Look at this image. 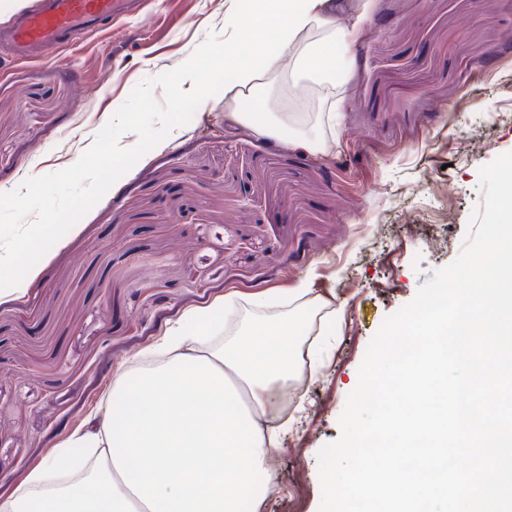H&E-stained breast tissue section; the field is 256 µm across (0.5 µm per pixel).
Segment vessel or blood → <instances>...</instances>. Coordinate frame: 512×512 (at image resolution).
Instances as JSON below:
<instances>
[{"instance_id":"b4317fda","label":"vessel or blood","mask_w":512,"mask_h":512,"mask_svg":"<svg viewBox=\"0 0 512 512\" xmlns=\"http://www.w3.org/2000/svg\"><path fill=\"white\" fill-rule=\"evenodd\" d=\"M132 13L151 20L142 0H31L0 25V51L17 62L39 60L48 49L69 45L76 33L99 31Z\"/></svg>"}]
</instances>
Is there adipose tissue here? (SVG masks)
<instances>
[{
	"mask_svg": "<svg viewBox=\"0 0 512 512\" xmlns=\"http://www.w3.org/2000/svg\"><path fill=\"white\" fill-rule=\"evenodd\" d=\"M344 10L350 20L342 25L336 15ZM367 11L366 0H231L224 29L247 34L248 52L224 53L238 88L225 124L271 133L270 113L240 100L256 96L259 74L278 58L289 57L292 85L335 84L336 57L364 36ZM301 333L289 315L221 343L184 323L172 328L158 346L161 362L132 379L119 374L104 412L36 464L0 499V512H32L63 466L81 475L55 494L64 512H242L249 495L262 504L257 478L281 446L264 418L272 390L303 372Z\"/></svg>",
	"mask_w": 512,
	"mask_h": 512,
	"instance_id": "1",
	"label": "adipose tissue"
}]
</instances>
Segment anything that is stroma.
Here are the masks:
<instances>
[{"instance_id":"obj_1","label":"stroma","mask_w":512,"mask_h":512,"mask_svg":"<svg viewBox=\"0 0 512 512\" xmlns=\"http://www.w3.org/2000/svg\"><path fill=\"white\" fill-rule=\"evenodd\" d=\"M229 5L146 0L151 25L126 17L0 74V194L76 162L134 87L223 34ZM368 25L337 59L335 86L293 87L281 61L246 102L335 113L300 127L320 150L227 130L216 94L0 290V498L169 327L194 312L195 330L223 339L279 313L254 298L287 299L307 279L301 349L315 352L314 375L274 390L287 430L259 483L261 512H319L317 454L341 434L369 343L458 257L484 201L480 167L512 151V0H369ZM230 293L236 306L214 311Z\"/></svg>"}]
</instances>
